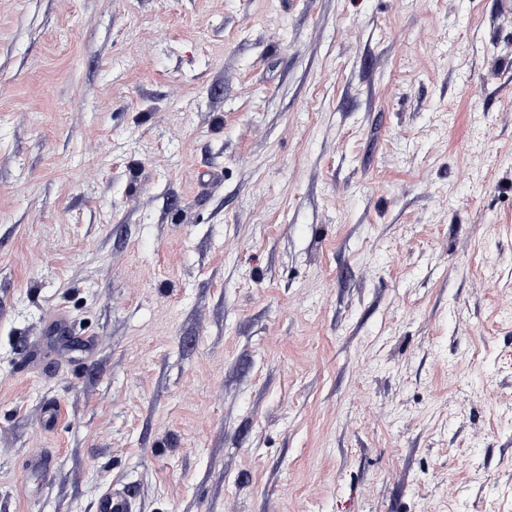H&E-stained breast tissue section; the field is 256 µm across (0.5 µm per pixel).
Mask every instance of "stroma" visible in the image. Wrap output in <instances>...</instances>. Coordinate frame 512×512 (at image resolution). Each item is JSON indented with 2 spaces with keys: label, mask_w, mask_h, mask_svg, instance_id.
Listing matches in <instances>:
<instances>
[{
  "label": "stroma",
  "mask_w": 512,
  "mask_h": 512,
  "mask_svg": "<svg viewBox=\"0 0 512 512\" xmlns=\"http://www.w3.org/2000/svg\"><path fill=\"white\" fill-rule=\"evenodd\" d=\"M111 489L512 512V5L0 0V512Z\"/></svg>",
  "instance_id": "stroma-1"
}]
</instances>
